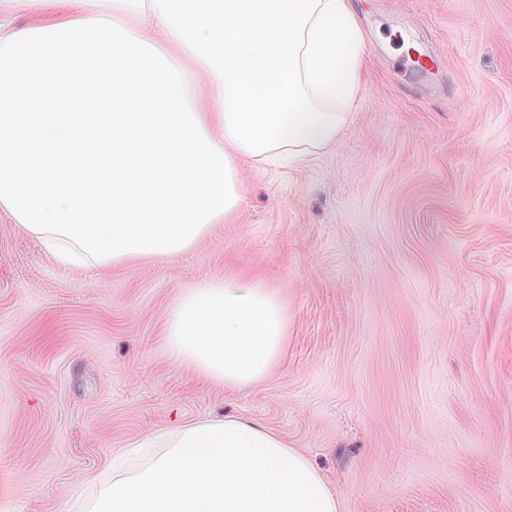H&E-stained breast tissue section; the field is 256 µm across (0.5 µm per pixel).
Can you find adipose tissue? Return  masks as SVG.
<instances>
[{"instance_id": "obj_1", "label": "adipose tissue", "mask_w": 512, "mask_h": 512, "mask_svg": "<svg viewBox=\"0 0 512 512\" xmlns=\"http://www.w3.org/2000/svg\"><path fill=\"white\" fill-rule=\"evenodd\" d=\"M0 21V209L66 263L174 259L242 200L234 159L301 162L346 125L366 51L351 0H34ZM288 306L233 275L172 307L177 362L241 389ZM66 512H338L303 451L241 416L165 427Z\"/></svg>"}]
</instances>
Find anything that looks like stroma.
Instances as JSON below:
<instances>
[{
    "label": "stroma",
    "mask_w": 512,
    "mask_h": 512,
    "mask_svg": "<svg viewBox=\"0 0 512 512\" xmlns=\"http://www.w3.org/2000/svg\"><path fill=\"white\" fill-rule=\"evenodd\" d=\"M353 4L335 144L239 159L238 209L177 259L65 267L0 211V512H63L138 437L223 413L301 449L339 512H512V0ZM232 272L288 303L282 362L240 390L165 342L180 294Z\"/></svg>",
    "instance_id": "obj_1"
}]
</instances>
